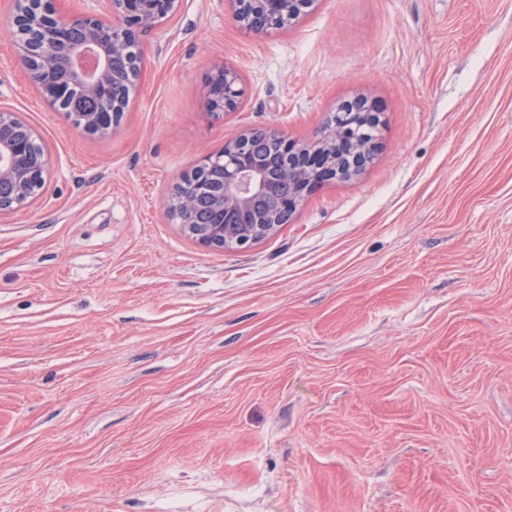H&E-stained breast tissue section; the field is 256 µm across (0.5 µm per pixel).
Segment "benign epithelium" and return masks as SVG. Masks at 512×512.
<instances>
[{
  "label": "benign epithelium",
  "instance_id": "obj_1",
  "mask_svg": "<svg viewBox=\"0 0 512 512\" xmlns=\"http://www.w3.org/2000/svg\"><path fill=\"white\" fill-rule=\"evenodd\" d=\"M111 15L89 12L77 17L61 14L55 0H18L16 11L0 20V30L16 38L26 75L44 105L61 112L84 132L105 135L121 121L123 98L118 83L140 76V60L123 66L129 43L140 46L141 33L171 17L180 0H110ZM233 17L249 33L267 34L295 23L315 0H228ZM101 98L97 112L74 113L66 108L75 82ZM244 95L240 76L224 66L210 78L206 107L218 119L237 110ZM22 119L0 113V184H9L11 195L0 197V216L18 211L38 197L45 186L51 160L45 153L33 158L30 137H16L7 126ZM380 113L364 96L338 105L315 138L300 143L279 139L280 151L292 164L288 188L274 190L266 178L271 161L261 144L240 147L250 135L242 132L208 154L182 176L166 197L170 218L203 247L227 250L245 248L273 234L279 218H292L306 198L333 181H344L364 171L372 162L378 139L359 140L365 127L379 128ZM224 170V186L213 193L210 211L199 220L192 197L181 192L182 182L203 180L214 169Z\"/></svg>",
  "mask_w": 512,
  "mask_h": 512
}]
</instances>
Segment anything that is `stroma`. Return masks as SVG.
<instances>
[{
    "label": "stroma",
    "mask_w": 512,
    "mask_h": 512,
    "mask_svg": "<svg viewBox=\"0 0 512 512\" xmlns=\"http://www.w3.org/2000/svg\"><path fill=\"white\" fill-rule=\"evenodd\" d=\"M140 44L92 135L0 31V112L51 159L0 217V512H512V0H317L265 35L181 0ZM358 93L376 159L274 235L167 216L203 155L308 141ZM244 95L240 76L231 66L224 65L208 82L206 107L208 113L219 119L237 110Z\"/></svg>",
    "instance_id": "35a3bbf8"
}]
</instances>
